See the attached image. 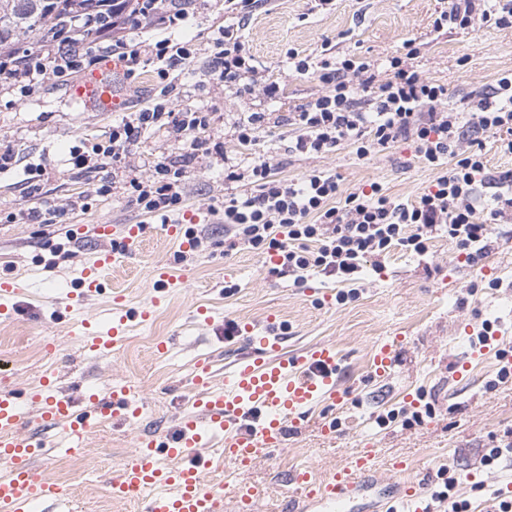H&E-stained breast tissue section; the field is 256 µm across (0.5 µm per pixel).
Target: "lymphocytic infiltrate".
I'll return each mask as SVG.
<instances>
[{
	"label": "lymphocytic infiltrate",
	"mask_w": 512,
	"mask_h": 512,
	"mask_svg": "<svg viewBox=\"0 0 512 512\" xmlns=\"http://www.w3.org/2000/svg\"><path fill=\"white\" fill-rule=\"evenodd\" d=\"M140 12L150 15V27L160 32L159 40L141 43L112 27L98 31L96 37L111 43L126 60L128 75H135L141 64L154 65L161 99L122 119L108 139L94 143L90 151L72 147L74 165L120 168L129 144L142 133L162 127L183 142L188 155L207 143L208 113L196 108L176 112L168 101L171 70L197 53L194 43L172 38L186 20V12L174 6L154 15L145 4ZM478 20L512 28V5L454 0L451 10L435 18L434 26L465 29ZM213 47L225 82H236L251 72L235 26L220 30ZM403 48L402 55L391 57V76L381 83L367 59L346 55L317 63L297 60L296 71L316 73L326 92L289 113L288 124L296 132L294 149L301 153H325L346 145L364 158L398 141H410L438 172L432 187L414 200L400 202L384 194L376 182L345 194L331 174L318 172L296 181L274 178L263 161L243 168L232 165L226 178L243 183L244 189L225 197L221 209L235 242L278 256L281 268L296 277L315 271L348 281L368 258L391 250L426 254L430 232L443 229L468 263H481L488 250L489 225L512 221V169L489 171L482 152L484 137L500 134L504 152L512 154V75L501 76L479 93L474 112L466 117L448 107L444 85L424 79L414 68L413 41H406ZM99 61L90 51L47 42L25 50L22 59L0 58V72L9 76L14 90L28 97L44 81L67 84L76 72ZM365 91L371 94L368 112L356 106ZM185 177L183 164L163 159L153 165L149 176L130 180L129 195L143 212L166 221L184 204Z\"/></svg>",
	"instance_id": "lymphocytic-infiltrate-1"
}]
</instances>
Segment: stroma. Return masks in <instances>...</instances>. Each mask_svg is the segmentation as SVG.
Listing matches in <instances>:
<instances>
[{"label": "stroma", "instance_id": "1", "mask_svg": "<svg viewBox=\"0 0 512 512\" xmlns=\"http://www.w3.org/2000/svg\"><path fill=\"white\" fill-rule=\"evenodd\" d=\"M450 7V0H260L240 30L257 72L243 75L232 91L218 83L211 42L234 18L225 13L224 0H190L188 22L173 37L194 40L199 52L172 74V107L210 112L211 137L222 152L199 153L187 168L186 203L173 220L205 239L188 255L130 203L127 186L130 178L148 175L158 157L185 154L181 142L162 130L143 135L129 146L127 168L115 177L111 194L101 197L100 172L76 169L69 150L85 139L107 138L120 113L67 106L68 86L50 81L30 97L0 91V153L8 150L15 157L9 169L0 170V212L23 206L24 170L31 163L43 168L45 201L67 210L63 223L49 227L0 223V278L28 285L14 321L0 322V388L24 391L51 371L67 394L82 388L105 394L130 385L144 401L135 423L101 426L81 454L43 460L70 488L76 512H139L138 502L107 498L101 484L133 455L139 434L175 431L194 391L198 360H209L216 381H223L226 367L249 347L236 333L237 323H253L261 332L271 316L288 353L335 345L349 397L338 409L324 402L314 406L308 422L289 434L287 448L252 468L238 471L221 461V471H236L239 481L262 489L257 512H296L303 502L289 482L292 469L306 467L323 476L366 448L375 451L370 479L377 487L396 480L393 464L403 460L429 492L443 490L446 479L455 478L454 497L469 503L471 512H481L493 490L512 482V462L484 463L493 445L512 441V378L494 380L498 353L512 355V222L490 225L489 251L478 267L461 262L454 241L437 231L426 256L394 250L368 259L354 282L319 273L299 282L292 274L273 272L261 251L225 250L222 217L210 211L238 190L225 181V164L244 166L256 159L267 162L277 178L299 179L315 171L337 175L347 193L377 182L391 198L406 201L426 190L437 172L407 141L362 159L346 146L322 154L289 151V113L325 88L315 75L296 73L288 54L314 62L355 55L374 61L384 79L388 57L411 39L420 49L413 61L418 72L443 84L449 104L468 112L474 95L512 73V28L478 23L435 31L434 18ZM271 81L280 87L272 99L262 92ZM254 112L265 113L267 122L255 144L244 147L234 139L232 125ZM80 196L87 198L88 209L71 208ZM130 224L142 225V241L113 270V290L126 296L129 307L150 305L152 270L160 262L169 266L174 283L156 317L101 357L85 350L55 299L70 290L77 270L101 247L93 227H111V240L119 243ZM483 277L502 278L505 285L480 286ZM322 289L350 290L355 297L324 304ZM201 306L209 309L210 323L195 321ZM487 326L500 338L477 348V336ZM49 336L56 349L48 355L43 347ZM392 336L400 340L394 370L383 378L371 375L372 346ZM162 340L168 343L164 354L156 348ZM417 405L425 414L413 424L409 418ZM331 419L336 430L324 434L321 426Z\"/></svg>", "mask_w": 512, "mask_h": 512}]
</instances>
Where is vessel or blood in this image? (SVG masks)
<instances>
[{"mask_svg": "<svg viewBox=\"0 0 512 512\" xmlns=\"http://www.w3.org/2000/svg\"><path fill=\"white\" fill-rule=\"evenodd\" d=\"M70 100L87 112H115L128 105L116 82L99 72L84 77L71 91ZM142 234L141 225H129L123 249L97 251L74 279L69 299L80 302L105 292L110 295L107 319L83 314L74 318L76 334L93 353L107 355L117 350L132 328L152 320L163 303L157 296L150 306L132 309L124 295L109 290L106 270L121 265ZM26 290L23 280L0 281L1 321L14 319ZM240 330L247 335L251 351L225 370L219 386L213 383L210 361L198 360L193 376L197 392L179 420L177 434L139 436L135 454L103 483L106 496L124 500L133 492H142L143 512H224L228 489L210 477V449H219L239 468H250L285 448L289 431L307 421L314 405L345 403L348 394L341 387V359L334 345L322 343L303 355L288 356L275 331L257 335L247 324ZM397 348L393 341L373 345L372 374L381 377L392 372ZM140 413L137 394L128 386L104 395L83 391L73 398L59 393L53 376L47 375L23 400L14 391L1 389L0 468L6 475L0 478V512H44L51 506L67 505L68 490L38 466V459L83 450L95 428L112 421L128 424ZM371 467V452L362 451L321 478L309 469H296L291 482L308 505L352 512L363 490L359 477ZM398 487V494L381 501V512H426L423 486L402 481ZM229 490L242 512H252L262 495L250 484L236 483Z\"/></svg>", "mask_w": 512, "mask_h": 512, "instance_id": "1", "label": "vessel or blood"}]
</instances>
